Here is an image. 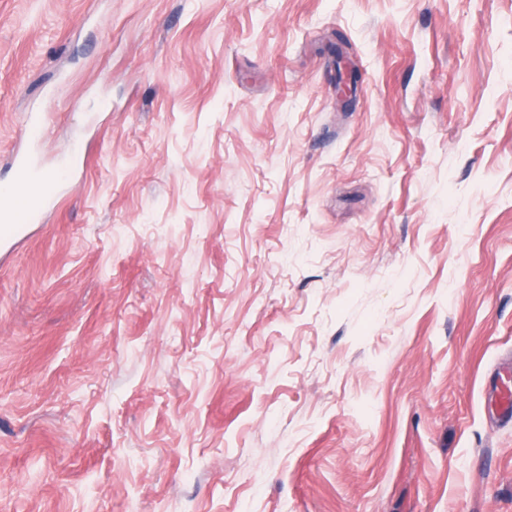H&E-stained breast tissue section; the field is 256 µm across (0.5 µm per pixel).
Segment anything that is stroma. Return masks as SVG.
Wrapping results in <instances>:
<instances>
[{
    "label": "stroma",
    "mask_w": 512,
    "mask_h": 512,
    "mask_svg": "<svg viewBox=\"0 0 512 512\" xmlns=\"http://www.w3.org/2000/svg\"><path fill=\"white\" fill-rule=\"evenodd\" d=\"M35 110L0 512H512V0H0ZM341 64L344 72H341ZM339 76L336 81V92L340 101L349 102L357 87V74L343 56L338 57ZM488 400L494 406L497 418L505 421L512 420V390L498 385L489 393Z\"/></svg>",
    "instance_id": "1"
}]
</instances>
